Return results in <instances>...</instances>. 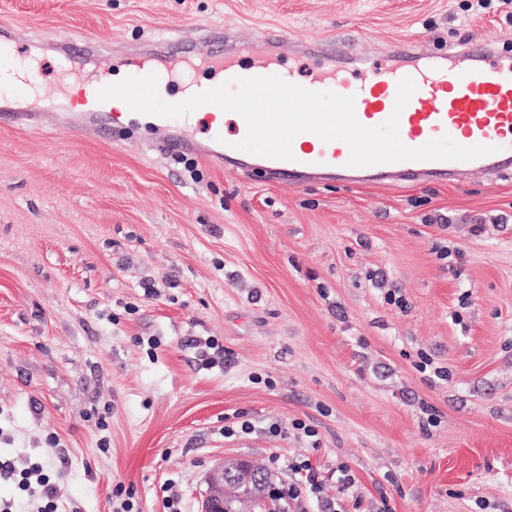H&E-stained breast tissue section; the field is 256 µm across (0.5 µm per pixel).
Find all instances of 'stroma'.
Segmentation results:
<instances>
[{"instance_id":"obj_1","label":"stroma","mask_w":512,"mask_h":512,"mask_svg":"<svg viewBox=\"0 0 512 512\" xmlns=\"http://www.w3.org/2000/svg\"><path fill=\"white\" fill-rule=\"evenodd\" d=\"M468 3L0 0V26L10 65L37 63L24 97L70 112L68 80L202 25L376 57L512 30ZM89 36L84 70L50 49ZM156 141L137 120L117 142L0 126V461L38 465L57 512H113L118 483L163 512L170 480L199 512L210 468L243 457L279 486L308 460L345 512H512V174L289 189ZM238 411L254 429L225 438Z\"/></svg>"}]
</instances>
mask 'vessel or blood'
Wrapping results in <instances>:
<instances>
[{"instance_id":"obj_1","label":"vessel or blood","mask_w":512,"mask_h":512,"mask_svg":"<svg viewBox=\"0 0 512 512\" xmlns=\"http://www.w3.org/2000/svg\"><path fill=\"white\" fill-rule=\"evenodd\" d=\"M202 42L220 44V51L210 58L224 82L276 75L311 91L353 97L355 118L363 126L375 127L397 117L399 139L406 147L415 149L447 137L463 147L489 146L493 152L472 160H404L355 167L348 163L350 148L344 141L326 142L314 133L302 132L292 141L294 158L288 161L236 148V139L245 138L248 131L242 118L237 121L236 139L225 138L223 128L217 127L202 145L180 132L175 118L150 116L168 154L195 153L248 176L261 174L264 181L290 189L327 181L461 185L475 172L512 173V55L500 51L494 41L473 38L431 53L403 40L390 45L373 66L345 39L299 38L294 42L296 54L310 60L315 69L298 76L279 66L285 43L280 30L205 27L192 37L155 42L143 58L132 62L129 74H158L165 62L193 58ZM244 53L253 54L251 63L240 62ZM406 78L413 80L415 90L399 110L395 107L398 87ZM51 107V102L40 100L16 108L9 98L1 97L0 124L39 119ZM120 118L111 101L86 99L72 113L66 132L74 138L91 131L104 134L109 121Z\"/></svg>"}]
</instances>
